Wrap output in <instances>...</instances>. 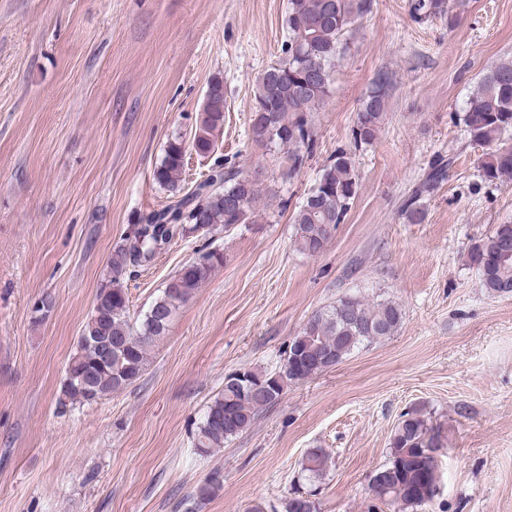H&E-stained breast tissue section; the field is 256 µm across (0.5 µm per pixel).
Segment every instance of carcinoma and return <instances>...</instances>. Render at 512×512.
I'll return each instance as SVG.
<instances>
[{
	"label": "carcinoma",
	"instance_id": "obj_1",
	"mask_svg": "<svg viewBox=\"0 0 512 512\" xmlns=\"http://www.w3.org/2000/svg\"><path fill=\"white\" fill-rule=\"evenodd\" d=\"M373 0H288V41L283 57L266 68L253 89L249 138L265 147L286 150V176L298 173L316 144L313 112L333 91L335 62L347 47L346 35L358 19L370 14ZM408 12L416 23L440 19L448 28L456 24L450 0H409ZM391 77L379 73L370 83L352 129L356 146L373 142L387 114ZM224 80L213 78L204 95L191 142L199 155L214 150L224 128ZM462 121L472 142L487 147L479 161L483 180L512 177V144L504 136L512 132V60L491 65L463 108ZM186 146L178 138L169 141L162 161L153 172L154 181L168 191L178 190L185 171ZM442 164L432 166L422 184L434 191L446 178ZM359 175L348 152L340 149L314 188L293 215L295 243L310 256L323 252L332 231L343 223L357 195ZM264 193V180H249L244 170L230 163H215L204 179L159 210L138 218L108 261V275L95 299L92 312L70 358L63 393L79 403H93L109 393L134 384L144 372L152 345L165 336L176 311L194 297L212 273L224 265V254L200 249V258L187 261L166 283L161 296L134 327L128 320L129 298L123 279L131 266H149L172 242L186 235L222 225L228 231L252 224ZM420 194L404 207L408 222L424 219ZM471 259L483 287L491 294L512 296V223L498 224L473 246ZM403 319L401 307L392 301L368 303L358 296H345L336 304L313 313L295 336L286 356L300 353L294 367L283 364L279 374L248 369L253 385L266 389L257 394L233 376L211 404L194 434V448L209 455L251 426L261 410L279 402L285 387L311 378L327 367L326 359L342 352L347 357L364 344L393 335ZM138 338L125 345V338ZM112 342L103 355L97 343ZM440 431L424 414L407 412L397 424L388 462L372 479L374 497L387 505L423 507L437 495ZM325 456L316 449L308 453L303 468L309 480L323 476ZM223 485L214 471L197 486L195 497L206 500Z\"/></svg>",
	"mask_w": 512,
	"mask_h": 512
}]
</instances>
